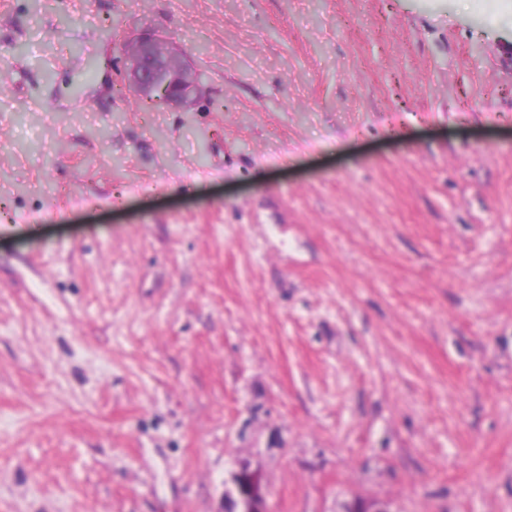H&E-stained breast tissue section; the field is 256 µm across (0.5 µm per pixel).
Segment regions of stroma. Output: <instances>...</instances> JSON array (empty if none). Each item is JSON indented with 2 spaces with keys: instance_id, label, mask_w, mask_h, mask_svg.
<instances>
[{
  "instance_id": "obj_1",
  "label": "stroma",
  "mask_w": 512,
  "mask_h": 512,
  "mask_svg": "<svg viewBox=\"0 0 512 512\" xmlns=\"http://www.w3.org/2000/svg\"><path fill=\"white\" fill-rule=\"evenodd\" d=\"M186 108L119 88L139 19ZM512 512V0H0V512ZM233 493L229 496L230 509L225 512H266L263 498L252 475L241 470L232 476Z\"/></svg>"
}]
</instances>
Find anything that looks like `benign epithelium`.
Returning <instances> with one entry per match:
<instances>
[{"instance_id":"7a95c632","label":"benign epithelium","mask_w":512,"mask_h":512,"mask_svg":"<svg viewBox=\"0 0 512 512\" xmlns=\"http://www.w3.org/2000/svg\"><path fill=\"white\" fill-rule=\"evenodd\" d=\"M126 67L123 89L135 98L160 105L188 106L202 91L183 45L164 38L144 22L124 36ZM233 493L227 512H266L252 475L241 470L232 476ZM340 512H390L382 503L354 500Z\"/></svg>"}]
</instances>
